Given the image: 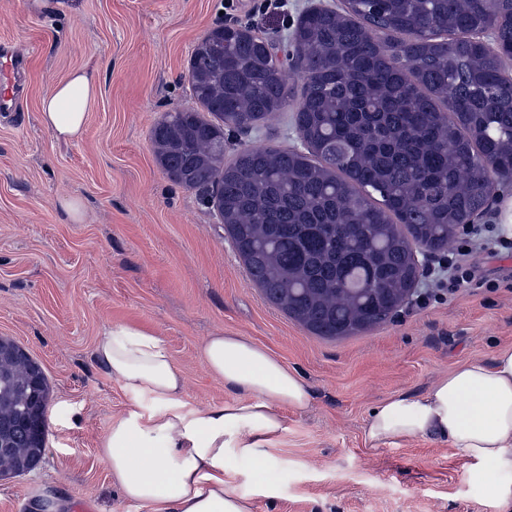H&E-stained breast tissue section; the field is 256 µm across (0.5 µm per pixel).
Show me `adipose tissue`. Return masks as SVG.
Here are the masks:
<instances>
[{"label":"adipose tissue","instance_id":"adipose-tissue-1","mask_svg":"<svg viewBox=\"0 0 512 512\" xmlns=\"http://www.w3.org/2000/svg\"><path fill=\"white\" fill-rule=\"evenodd\" d=\"M100 87L99 71L87 68L54 84L40 102L43 127L57 140H80ZM202 353L231 395L224 404L185 401L184 375L160 336L113 324L96 338L97 365L131 398L101 452L124 497L149 512H253L224 481L227 449L251 465L258 483L271 484L274 469L261 450L285 430L277 409L312 402L299 374L245 337H209ZM365 437L374 448L405 439L445 442L488 475L512 474V346L461 363L425 393L386 398L368 416Z\"/></svg>","mask_w":512,"mask_h":512}]
</instances>
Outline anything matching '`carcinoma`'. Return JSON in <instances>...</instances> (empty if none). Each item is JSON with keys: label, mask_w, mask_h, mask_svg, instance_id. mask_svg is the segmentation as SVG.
Listing matches in <instances>:
<instances>
[{"label": "carcinoma", "mask_w": 512, "mask_h": 512, "mask_svg": "<svg viewBox=\"0 0 512 512\" xmlns=\"http://www.w3.org/2000/svg\"><path fill=\"white\" fill-rule=\"evenodd\" d=\"M496 31L500 52L470 34ZM512 0H344L297 25L304 150L246 147L224 163V128L246 130L288 105L294 87L248 26H218L189 59L200 108L152 130L172 179L218 211L252 281L313 334L355 336L385 323L438 251L482 213L493 174L512 178ZM213 116L209 120L205 115ZM0 366V471L45 453L19 346Z\"/></svg>", "instance_id": "obj_1"}]
</instances>
